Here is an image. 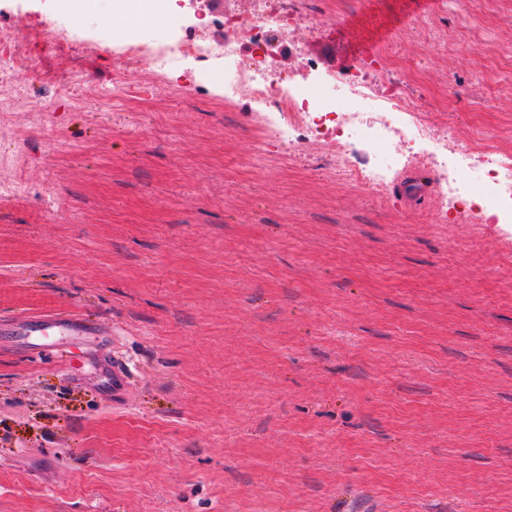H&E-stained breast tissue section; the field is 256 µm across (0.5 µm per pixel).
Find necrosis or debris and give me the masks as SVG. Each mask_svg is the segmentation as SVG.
<instances>
[{
  "label": "necrosis or debris",
  "mask_w": 512,
  "mask_h": 512,
  "mask_svg": "<svg viewBox=\"0 0 512 512\" xmlns=\"http://www.w3.org/2000/svg\"><path fill=\"white\" fill-rule=\"evenodd\" d=\"M298 23L322 34L318 12L300 8L298 0H256L245 17L224 14V100L246 95L270 104L265 129L276 142L295 148L296 133L305 131L325 140L346 137L368 140L390 150L401 142H425V159L437 168L442 195L456 198L459 208L476 224H512V151L493 148L473 137L459 144L454 131L435 132L421 109L407 107L404 87L419 73L392 48L366 52L360 65L342 78L328 77L284 89L271 53L279 32ZM213 48L189 35L175 46L149 50L133 43L125 56L144 68L161 71L212 56Z\"/></svg>",
  "instance_id": "4bbe7bcc"
}]
</instances>
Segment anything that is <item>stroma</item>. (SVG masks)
<instances>
[{
  "label": "stroma",
  "instance_id": "obj_1",
  "mask_svg": "<svg viewBox=\"0 0 512 512\" xmlns=\"http://www.w3.org/2000/svg\"><path fill=\"white\" fill-rule=\"evenodd\" d=\"M112 2L0 0L41 68L0 83V320L89 328L40 361L0 335V512H512V224L442 218L426 166L378 191L330 142L265 145L208 67L125 60ZM250 5L181 0L143 40ZM344 6L284 32L282 75L391 38L430 81L407 105L512 147V0Z\"/></svg>",
  "mask_w": 512,
  "mask_h": 512
}]
</instances>
